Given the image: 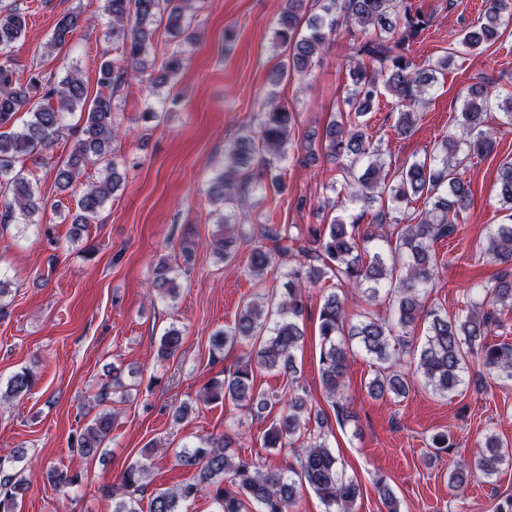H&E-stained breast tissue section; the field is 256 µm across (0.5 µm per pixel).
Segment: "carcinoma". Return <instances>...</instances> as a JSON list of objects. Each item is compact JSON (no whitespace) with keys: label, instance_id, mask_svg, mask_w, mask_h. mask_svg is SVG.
<instances>
[{"label":"carcinoma","instance_id":"carcinoma-1","mask_svg":"<svg viewBox=\"0 0 512 512\" xmlns=\"http://www.w3.org/2000/svg\"><path fill=\"white\" fill-rule=\"evenodd\" d=\"M285 2L275 37L288 49V58L273 72L274 82L288 71L308 72L338 27H347L351 84L342 100L343 118L331 121L321 134L312 133L303 150L305 161L314 162L321 154L334 166L336 176L324 189L340 196L344 208L358 214L347 219L337 215L327 224L308 228L305 235L291 234L286 224H260L247 236L238 234V212L248 204L250 194L279 185L283 179L281 164L298 149L292 137L294 113L270 95L258 124L241 129L224 146V165L208 181L207 195L218 211L211 252L220 261L230 262L238 241L253 242L247 272L258 282L264 281L285 256L297 255L299 260L281 269L284 288L266 299L249 302L232 325L213 333L212 362L223 360L224 351L238 344L249 347L250 353L245 361L224 369L223 378L212 379L200 401H228L259 417L276 413L264 434L263 447L293 448L298 467L284 472L249 458L236 459L226 452L225 437L202 436L175 453L178 464L198 467L197 479L156 492L149 512H179L180 503L197 498L205 490L213 495L218 512H291L297 485L303 483L320 497L327 512H353L360 485L346 475L342 460L327 444L328 420L323 412H312L305 388L297 384L295 353L305 341L308 285L328 283L318 316L319 363L322 385L341 428L354 418L346 375L356 349L377 366L367 385L374 398L387 394L406 397L410 375L401 369L406 356L414 372L441 396L465 385L472 363L493 378L512 381V343L488 341L495 314L486 310L489 304L512 306V223L497 224L488 231L484 253L505 269L494 281L473 285L465 314L450 317L426 309L424 303L428 290L435 287L439 268L445 266L434 244L458 233V213L471 201L469 183L461 169L467 160L488 157L498 146L497 131L487 121L496 90L483 81L469 85L458 115L462 135L443 138L424 160L393 171L385 161L382 139L370 133L367 115L375 100L388 93L399 107L394 131L406 135L413 130L415 106L430 94L434 72L445 67L441 62L420 68L410 57L414 40L431 26V15L422 10L419 0H314L321 13L310 17L306 16L308 0ZM484 4L483 21L461 36L460 43L468 50L498 39L501 26L512 18V0H484ZM194 9L195 0H104L112 57L100 64L98 90L92 98L75 69L60 79L33 73L22 85L11 65L0 61L1 224H32L39 211L31 180L15 167L18 158L38 155L67 136L73 141L67 161L57 171L59 186L69 188L90 165H101L103 172L99 180L88 182L78 202L81 214L74 223L80 230L87 228L122 181L111 144L119 133L117 101L128 71L140 72L156 89L168 86L183 66V44L196 39L191 26ZM84 23L80 12L62 16L48 46L54 50L63 47ZM160 25L171 37L173 48L162 54V73L156 75L152 47L154 29ZM25 29L24 13L0 0V52ZM33 93L39 95L41 105L31 111L32 119L20 131H4L18 113L28 109ZM77 111L82 124L69 130L66 115ZM498 185L500 202L512 211V159L500 164ZM418 199L423 200L422 209L413 210L405 224L389 218L383 210L375 216L377 228L387 222L398 225L396 241L389 248L381 246L385 235L360 233L359 221L376 204L387 201L396 207L408 206ZM397 270L400 275L396 277ZM151 287L160 298L176 294V269L168 259H160L153 267ZM354 292L363 294L369 303L386 295L391 301V316L365 312L352 321L347 304ZM418 331L421 341L416 343ZM181 346L182 332L169 328L159 338L157 358L168 361ZM256 368L287 374L294 384L292 393L284 398L255 389ZM33 385L29 371L17 372L0 400L25 394ZM127 388L117 373L112 382L99 389L96 403L101 411L71 438V448L77 454L89 459L100 453L114 418L108 403ZM312 421L316 423L314 429L309 428ZM24 455L19 451L10 459L0 458V512H19L27 482L17 463ZM511 456L509 446L488 435L480 454L464 469L451 471L448 481L462 493L473 472L491 477ZM148 476L149 469L142 461L129 464L121 477L124 492L113 500L112 512H141L140 493Z\"/></svg>","mask_w":512,"mask_h":512}]
</instances>
